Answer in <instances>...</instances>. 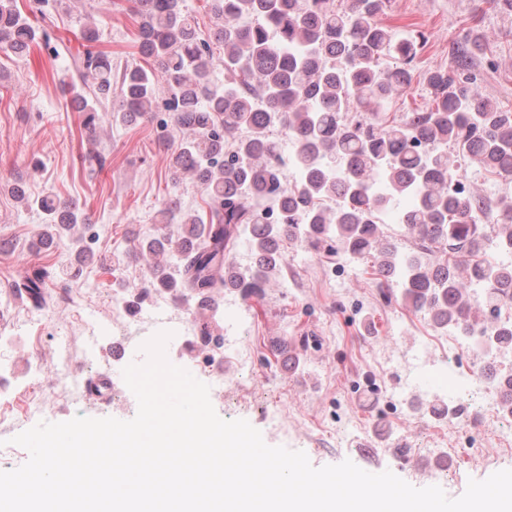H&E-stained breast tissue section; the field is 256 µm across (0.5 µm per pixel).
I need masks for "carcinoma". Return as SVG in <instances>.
<instances>
[{
  "instance_id": "obj_1",
  "label": "carcinoma",
  "mask_w": 512,
  "mask_h": 512,
  "mask_svg": "<svg viewBox=\"0 0 512 512\" xmlns=\"http://www.w3.org/2000/svg\"><path fill=\"white\" fill-rule=\"evenodd\" d=\"M215 19L204 36L183 0H134L138 49L149 66L112 76V60L85 49L84 86L71 87L77 108L95 121L103 102L112 119L132 124L163 112L184 133L169 150L176 179H189L209 198V211L181 208L176 199L159 211L161 233L139 243L149 261L148 287L212 312L195 325L218 326L215 313L231 289L241 299H264L271 283L285 286V239L309 241L333 254L373 259V274L389 282L377 291L388 306L399 298L426 314L438 329L493 336L512 347V264L481 259L495 247L512 253V193L488 197L478 178L512 181V108L483 96L477 63L486 58L479 34L454 47L450 68L418 73L422 34L386 26L389 0H209ZM49 34L0 0V52L22 57ZM224 45V85L215 82L210 41ZM429 103L401 118L385 111L410 89L415 76ZM167 98L157 99V84ZM119 95L112 98V84ZM285 130L301 176L287 180ZM383 171L385 186L371 180ZM467 187L456 191L457 178ZM46 230L36 247L67 239L77 258L93 238L85 214L47 193L29 199ZM406 198L402 240L383 230L381 216ZM247 237L255 260L230 261ZM47 272L37 269L16 297L39 307L55 296Z\"/></svg>"
}]
</instances>
